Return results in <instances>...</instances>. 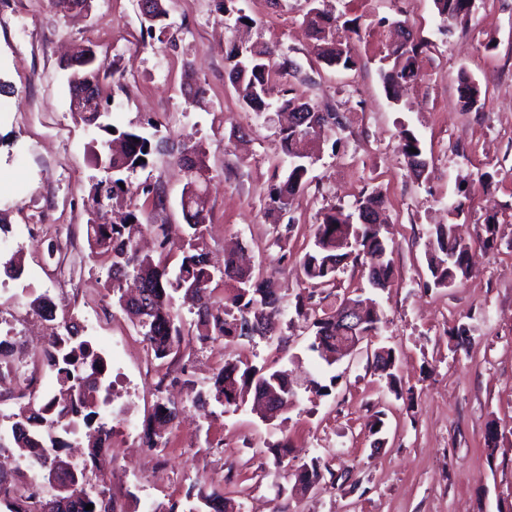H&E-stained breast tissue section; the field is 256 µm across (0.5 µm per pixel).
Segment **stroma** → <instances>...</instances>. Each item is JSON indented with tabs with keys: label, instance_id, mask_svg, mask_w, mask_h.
Listing matches in <instances>:
<instances>
[{
	"label": "stroma",
	"instance_id": "obj_1",
	"mask_svg": "<svg viewBox=\"0 0 512 512\" xmlns=\"http://www.w3.org/2000/svg\"><path fill=\"white\" fill-rule=\"evenodd\" d=\"M252 18L236 28L216 0H168L172 36L150 38L138 0H92L88 11L56 7L53 0H15L0 13V222L14 240L24 272L0 276V320L23 330L14 361L32 372L36 392L55 389L56 377L39 354L45 321L29 303L50 298L57 309L92 317L88 336L110 366L122 411L106 415L115 427L112 446L89 466L91 487L112 495L123 512H189L198 477L224 491L236 512H512V0H476L467 21L441 18L433 0H324L323 7L355 21L359 63L337 70L318 61L303 22L306 0H236ZM406 22L427 42L420 76L405 85L400 102L387 95L382 58L394 39L392 24ZM275 43L297 64L269 86L279 105L288 88L340 119L319 140L309 185L289 207L292 228L267 211L274 176L289 159L280 145L277 113L246 110L229 80L226 51L236 41ZM496 49H487L488 41ZM94 47L114 71L103 82L109 97L106 124L137 129L155 147L135 183L162 189L165 204L144 198L108 211V222L134 212L145 224L166 225L172 241L183 235L181 194L186 177L177 148L198 144L211 169L207 197L211 222L205 242L215 265L226 249L243 248L257 274L281 298V342L184 343L178 358L152 357L137 327L112 304L108 269L89 256L86 225L94 217L91 187L100 172L92 163L95 127L72 112L62 57ZM483 91L480 104L463 107L460 75ZM206 89L189 104L185 78ZM418 135L427 161L421 177L409 173L398 131ZM243 129L240 141L231 130ZM492 173L490 182L481 173ZM468 177L470 190L457 189ZM385 200L382 234L393 249L388 288H371L359 265L340 269L330 293L376 300L382 321L372 341L395 348L397 372L413 398H396L366 357L327 366L307 349L311 333L295 312L303 288L298 262L320 214L351 209L372 192ZM498 220L494 246H484V224ZM457 224L472 263L451 288L434 285L427 268L430 234L437 224ZM13 250V251H14ZM468 330L464 342L452 331ZM285 369L298 382L315 379L323 393L301 390L274 422L249 406H214L205 416L187 407L169 428L164 447H148L156 385L183 398V371L211 377L227 361ZM386 410L382 444L366 429ZM495 431L497 446L485 438ZM287 442L274 455L272 445ZM338 474L304 494L280 490V472L312 458Z\"/></svg>",
	"mask_w": 512,
	"mask_h": 512
}]
</instances>
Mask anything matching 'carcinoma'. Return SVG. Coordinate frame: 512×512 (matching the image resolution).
Returning a JSON list of instances; mask_svg holds the SVG:
<instances>
[{
  "label": "carcinoma",
  "mask_w": 512,
  "mask_h": 512,
  "mask_svg": "<svg viewBox=\"0 0 512 512\" xmlns=\"http://www.w3.org/2000/svg\"><path fill=\"white\" fill-rule=\"evenodd\" d=\"M320 0H308L309 9L305 14L313 51L330 67L351 70L358 65V56L352 44V35L358 34L356 26L338 25V18L318 7ZM152 21L147 23L148 34L157 41H163L168 25L166 0H151ZM438 13L450 22H463L471 15L472 0H434ZM424 40L415 38L402 47H393L387 58L390 67L382 71L381 77L389 98L398 99L399 86L419 75L418 57ZM226 60L229 75L243 106L258 114L266 111L264 89L276 77L296 68L293 60L285 55L276 44L254 45L241 48L231 46ZM109 70L107 59L98 60L91 78L96 81L95 101L82 105L83 121L105 132L109 126L100 122L103 116V95L101 82ZM460 99L465 106L481 96V89L467 75L460 76ZM323 124L314 129L309 123L301 122L294 127L280 131L281 147L290 158L287 174L275 183L269 192V211L281 217L288 208V200L304 189L309 182V165L312 155L306 150L309 143L336 127V114L324 113ZM400 146L406 158L422 157L420 140L407 126L399 131ZM112 141L117 143L107 153L103 144L94 145L96 166L106 177L93 185L96 202H116L124 196L143 195L152 199L154 206L164 205L160 188L152 184L132 186L123 175H130L137 169L148 166L146 160L152 154L148 138L135 130H114ZM417 149L418 153L411 152ZM178 160L191 170L184 186L181 206L188 228V239L174 247L167 238L159 244L161 253L173 250L181 252V261L169 269L163 259L156 261L138 248L144 233L159 232L163 225L143 224L134 213H129L121 224L88 222V243L90 254L96 259L109 263L108 275L112 297L119 308L131 315L140 329L143 340L157 359L180 352L185 339V324L176 322L174 312L175 295L183 293L192 300L196 308L197 335L200 343H214L226 339L253 340L259 335L267 340L275 335L282 312L280 297L269 283L254 279L249 269L235 265L231 258L224 260V270L216 275L210 265L205 243V226L211 222L208 208L207 184L209 170L200 146L178 149ZM384 200L379 194L370 195L356 203L353 211L331 207L322 214L317 224L314 240L299 262L300 271L309 287L325 288L336 280L341 266L352 260L365 271L377 269V287L384 288L392 275L388 248L381 237L379 225L366 223L376 209L382 208ZM436 247L428 255V269L437 286L452 287L465 275L464 265L468 245L455 233V225L439 224L434 227ZM220 277L227 287L224 304L212 303L215 277ZM31 305L40 315L54 322V331L48 346L42 353V360L57 375L70 382L59 389L60 398L69 403L64 410L56 400L33 399L17 406L8 415L11 438L15 445L24 448L38 466L40 479L48 484L51 493L38 504L31 497L10 492L12 486L0 475V504L8 512H116L113 500L103 494H93L87 488L86 467L74 465L63 458L61 449L67 447L65 436L75 434L80 425L89 431L85 438L89 445L91 462H96L103 445L112 437V427L103 416V407L112 396V381L103 370L104 358L94 348L91 340L81 334L78 317L65 312L56 317L55 305L45 296L35 298ZM337 306L330 305L314 314L313 340L309 349L331 366L336 363V345L342 338L336 332L335 312ZM398 358L392 348H377L372 353L374 369L380 373L390 388H396V365ZM187 395L194 405L211 402L222 406H237L245 398L252 399L251 407L271 412L265 399L266 388L278 389L287 397L297 396V388L285 370H267L263 367L244 363L240 360L226 362L216 369L209 383L198 384L195 380H184ZM154 404L155 421L172 422L179 413L177 402L161 396L158 388ZM296 482L307 488L323 479L318 459L303 464L295 473ZM197 505L194 512H228L232 504L218 491L198 480ZM93 505L90 511L87 505Z\"/></svg>",
  "instance_id": "1"
}]
</instances>
